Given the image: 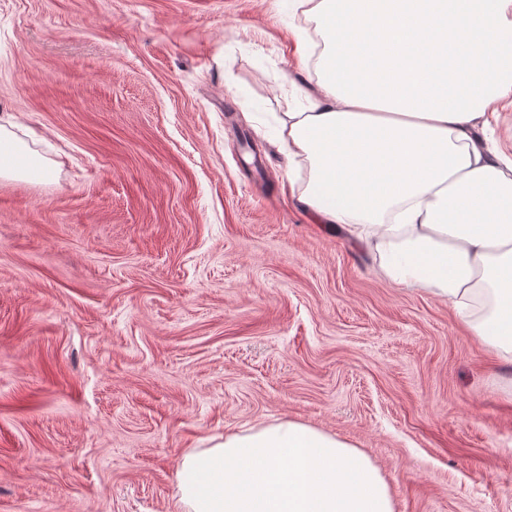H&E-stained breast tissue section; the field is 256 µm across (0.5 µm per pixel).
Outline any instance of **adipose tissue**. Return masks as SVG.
Returning <instances> with one entry per match:
<instances>
[{
    "label": "adipose tissue",
    "mask_w": 512,
    "mask_h": 512,
    "mask_svg": "<svg viewBox=\"0 0 512 512\" xmlns=\"http://www.w3.org/2000/svg\"><path fill=\"white\" fill-rule=\"evenodd\" d=\"M315 67L278 143L309 178L291 196L340 226L388 280L447 299L512 359V143L485 131L512 110V0H289ZM42 165L0 124V177ZM178 512H395L352 444L284 419L187 454Z\"/></svg>",
    "instance_id": "1"
}]
</instances>
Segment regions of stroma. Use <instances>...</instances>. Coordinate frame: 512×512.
<instances>
[{
    "mask_svg": "<svg viewBox=\"0 0 512 512\" xmlns=\"http://www.w3.org/2000/svg\"><path fill=\"white\" fill-rule=\"evenodd\" d=\"M288 0H0V512H173L183 456L283 419L395 512H512V363L288 195ZM32 171L47 174L39 160L15 140L4 124H0V177H22Z\"/></svg>",
    "mask_w": 512,
    "mask_h": 512,
    "instance_id": "stroma-1",
    "label": "stroma"
}]
</instances>
